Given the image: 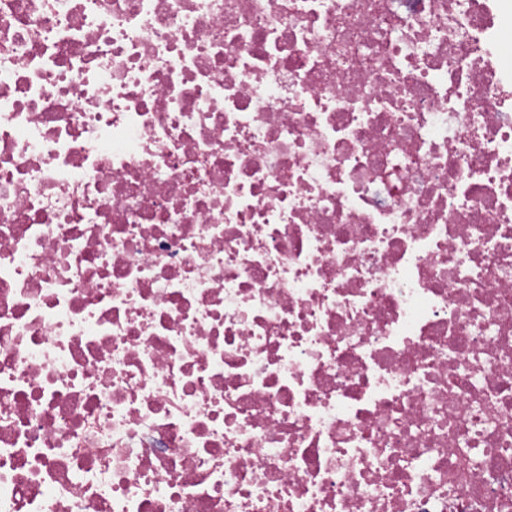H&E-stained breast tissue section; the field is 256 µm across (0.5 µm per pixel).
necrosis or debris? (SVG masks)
<instances>
[{
	"label": "necrosis or debris",
	"mask_w": 512,
	"mask_h": 512,
	"mask_svg": "<svg viewBox=\"0 0 512 512\" xmlns=\"http://www.w3.org/2000/svg\"><path fill=\"white\" fill-rule=\"evenodd\" d=\"M512 0H0V512H512Z\"/></svg>",
	"instance_id": "necrosis-or-debris-1"
}]
</instances>
